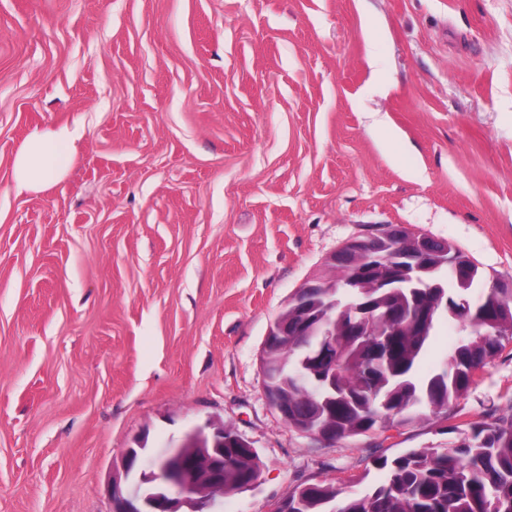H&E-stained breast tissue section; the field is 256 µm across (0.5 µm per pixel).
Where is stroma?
<instances>
[{"mask_svg":"<svg viewBox=\"0 0 512 512\" xmlns=\"http://www.w3.org/2000/svg\"><path fill=\"white\" fill-rule=\"evenodd\" d=\"M61 128L66 173L18 188ZM384 224L512 277V0H0V512H109L134 438L210 421L262 469L219 512H266L512 415L511 345L387 448L269 406L270 324ZM72 155V137L67 130L32 133L14 161V179L17 186L27 190H38L47 186L66 173Z\"/></svg>","mask_w":512,"mask_h":512,"instance_id":"stroma-1","label":"stroma"}]
</instances>
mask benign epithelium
I'll return each mask as SVG.
<instances>
[{"label": "benign epithelium", "mask_w": 512, "mask_h": 512, "mask_svg": "<svg viewBox=\"0 0 512 512\" xmlns=\"http://www.w3.org/2000/svg\"><path fill=\"white\" fill-rule=\"evenodd\" d=\"M390 231L371 233L349 239L355 244L367 268L354 273L362 279L366 269H377L382 264L397 266L400 271L422 270L435 258L428 236L401 228V236L408 245H398L385 253L380 248V236ZM321 288L326 296L335 294L336 278H312L296 290L291 313L277 317L266 337L275 336L296 345L306 344L310 336H326L328 330L312 323L305 298L313 289ZM254 451L250 443L237 432L222 425L207 424L191 431L183 442L166 451L162 463L147 470L144 442L134 440L126 449L120 467L112 472L108 483L111 503L109 512H214L217 499L226 495L224 488V442Z\"/></svg>", "instance_id": "benign-epithelium-1"}]
</instances>
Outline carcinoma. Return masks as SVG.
I'll return each mask as SVG.
<instances>
[{
	"label": "carcinoma",
	"mask_w": 512,
	"mask_h": 512,
	"mask_svg": "<svg viewBox=\"0 0 512 512\" xmlns=\"http://www.w3.org/2000/svg\"><path fill=\"white\" fill-rule=\"evenodd\" d=\"M438 261L421 282H398L379 288L343 283L336 289V312H327L321 293L311 294L313 316L328 314L336 322V366L318 374L330 380L319 392L290 381L279 388L288 398V426L319 429L336 439L366 436L381 427L412 423L442 414L453 416L454 403L475 384L484 367L512 343V288L495 278L494 287L470 299L447 274L448 244L431 241ZM425 298L448 299L424 327L410 321ZM397 315L403 332L392 356L377 353L378 339L353 332L363 318L377 325ZM465 326L448 352L444 367L424 378L416 367L442 317ZM301 355L291 346H269L264 364L269 374L288 364V376L302 372ZM257 466V456L224 449V483L235 489ZM381 482L363 493L343 494L331 481L298 486L288 493V512H512V417L482 423L448 448H418L376 461Z\"/></svg>",
	"instance_id": "carcinoma-1"
}]
</instances>
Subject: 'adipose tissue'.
<instances>
[{"label": "adipose tissue", "instance_id": "1", "mask_svg": "<svg viewBox=\"0 0 512 512\" xmlns=\"http://www.w3.org/2000/svg\"><path fill=\"white\" fill-rule=\"evenodd\" d=\"M72 155V137L67 130L32 133L14 161L17 186L27 190L47 186L66 173Z\"/></svg>", "mask_w": 512, "mask_h": 512}]
</instances>
